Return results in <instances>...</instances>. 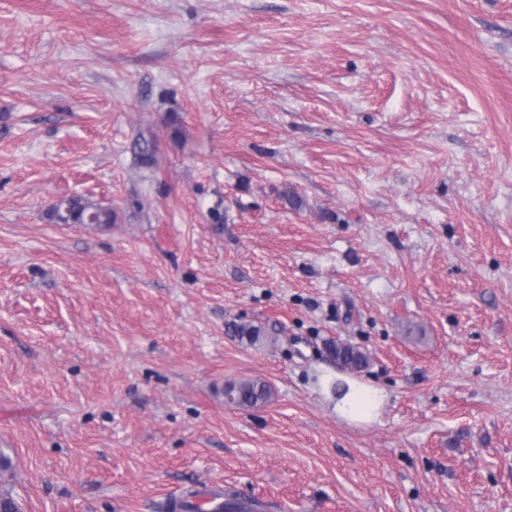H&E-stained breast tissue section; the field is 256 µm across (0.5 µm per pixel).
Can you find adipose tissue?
I'll return each instance as SVG.
<instances>
[{
	"label": "adipose tissue",
	"instance_id": "adipose-tissue-1",
	"mask_svg": "<svg viewBox=\"0 0 512 512\" xmlns=\"http://www.w3.org/2000/svg\"><path fill=\"white\" fill-rule=\"evenodd\" d=\"M322 392L337 416L358 424L377 420L387 400L383 389L341 373H327L320 379Z\"/></svg>",
	"mask_w": 512,
	"mask_h": 512
}]
</instances>
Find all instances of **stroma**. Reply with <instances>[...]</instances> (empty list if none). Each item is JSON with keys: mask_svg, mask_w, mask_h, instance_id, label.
<instances>
[{"mask_svg": "<svg viewBox=\"0 0 512 512\" xmlns=\"http://www.w3.org/2000/svg\"><path fill=\"white\" fill-rule=\"evenodd\" d=\"M332 340L377 422L326 401ZM206 482L512 512V0H0V494ZM56 202H52L50 208ZM49 217L58 224H108L112 221V210L85 196L72 195L50 209ZM338 364L345 370L361 371L368 364V358L358 347L337 343L331 345ZM230 395L228 400L237 406L255 407L266 403L271 395L267 384L258 380H244L229 382L224 386V396Z\"/></svg>", "mask_w": 512, "mask_h": 512, "instance_id": "obj_1", "label": "stroma"}]
</instances>
